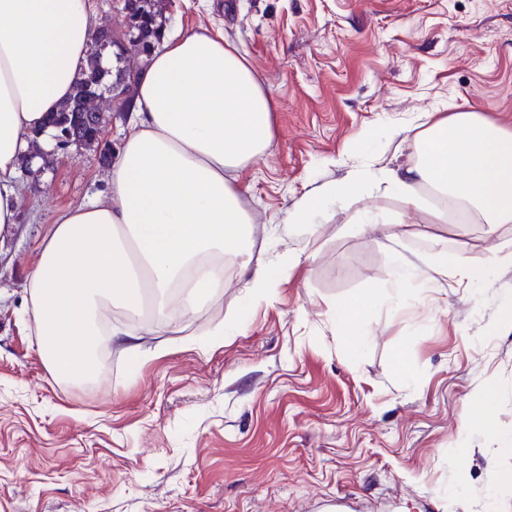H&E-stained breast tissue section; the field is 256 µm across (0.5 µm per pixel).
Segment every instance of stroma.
Masks as SVG:
<instances>
[{
    "mask_svg": "<svg viewBox=\"0 0 512 512\" xmlns=\"http://www.w3.org/2000/svg\"><path fill=\"white\" fill-rule=\"evenodd\" d=\"M164 16L170 34L222 29L273 103L269 152L237 174L252 267L225 255L222 293L190 319L144 328L113 309L140 362L116 343L87 382L52 379L27 277L54 215L107 175L73 148L21 174L20 221L0 229V512H512V455L462 424L491 390L512 435L497 315L512 268L439 287L425 268L396 282L391 258L480 260L512 224L445 223L427 189L424 210L405 209L385 177L416 163L430 119L474 112L512 132V0H165ZM353 173L369 179L354 202L289 223ZM399 217L415 238L387 240ZM274 264L271 288H253L252 268ZM362 297L364 334L338 336L337 301Z\"/></svg>",
    "mask_w": 512,
    "mask_h": 512,
    "instance_id": "35a3bbf8",
    "label": "stroma"
}]
</instances>
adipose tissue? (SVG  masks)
I'll use <instances>...</instances> for the list:
<instances>
[{"mask_svg": "<svg viewBox=\"0 0 512 512\" xmlns=\"http://www.w3.org/2000/svg\"><path fill=\"white\" fill-rule=\"evenodd\" d=\"M94 14L92 0H0V227L19 219L30 132L87 65ZM271 110L252 63L221 32H187L153 52L108 192L56 215L28 279L53 379L94 370L97 310L122 303L165 322L176 288L192 314L224 285L217 258L248 257L253 219L233 174L270 149ZM426 186L489 227L512 224V133L473 112L434 120L397 180L412 204ZM499 259L444 250L436 270L474 285Z\"/></svg>", "mask_w": 512, "mask_h": 512, "instance_id": "obj_1", "label": "adipose tissue"}]
</instances>
